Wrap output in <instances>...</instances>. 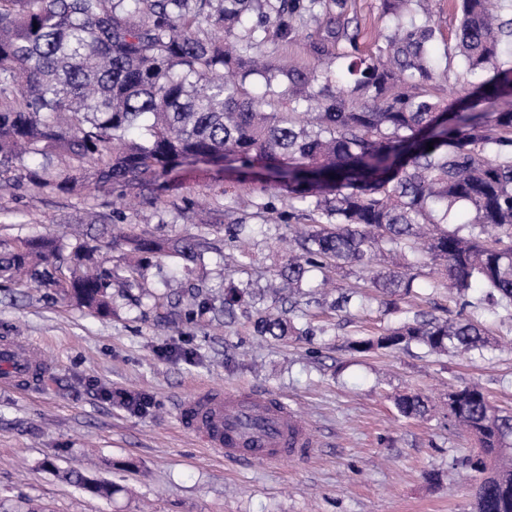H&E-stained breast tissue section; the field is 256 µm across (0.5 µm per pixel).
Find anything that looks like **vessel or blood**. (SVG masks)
I'll list each match as a JSON object with an SVG mask.
<instances>
[{"mask_svg": "<svg viewBox=\"0 0 512 512\" xmlns=\"http://www.w3.org/2000/svg\"><path fill=\"white\" fill-rule=\"evenodd\" d=\"M42 364L36 352H18L14 342L0 343V384L37 381ZM183 428L215 455L248 464L285 456L307 459L315 443L309 426L287 403L249 390L202 391L179 404Z\"/></svg>", "mask_w": 512, "mask_h": 512, "instance_id": "b4317fda", "label": "vessel or blood"}]
</instances>
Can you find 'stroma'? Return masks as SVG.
Wrapping results in <instances>:
<instances>
[{"label": "stroma", "mask_w": 512, "mask_h": 512, "mask_svg": "<svg viewBox=\"0 0 512 512\" xmlns=\"http://www.w3.org/2000/svg\"><path fill=\"white\" fill-rule=\"evenodd\" d=\"M66 171L55 157L42 172L49 189L0 190V241L52 236L67 255L77 245L72 226L111 212L110 188L52 190ZM126 196L124 228L165 241L199 236L203 259H151L133 287L114 291L105 317L54 289L0 280V337L34 345L47 366L35 391L0 387V512H468L465 460L475 442L441 413L401 417L395 399L421 392L440 405L449 387L477 383L512 411V314L449 300L425 260L410 270L419 299H400L392 310L374 299L350 316L313 303L294 315L304 336L265 340L245 314L225 321L224 290L247 280L265 287L295 248L301 220L257 209L273 191L234 168L184 166L167 189L130 188ZM232 220L263 231L230 240ZM195 292L209 308L184 319ZM410 310L479 319L491 345L476 360L416 348L349 350V341L399 326ZM115 388L146 399V410L107 400L104 390ZM200 388L287 401L311 427L313 457L245 466L210 454L177 416L179 402ZM72 467L113 483L115 493L105 498L63 481L61 471Z\"/></svg>", "instance_id": "35a3bbf8"}]
</instances>
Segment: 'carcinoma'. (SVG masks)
Listing matches in <instances>:
<instances>
[{"mask_svg":"<svg viewBox=\"0 0 512 512\" xmlns=\"http://www.w3.org/2000/svg\"><path fill=\"white\" fill-rule=\"evenodd\" d=\"M451 36L431 0H381L386 25L376 51L361 46L348 0H0V187L20 162L35 189L49 186L25 160L54 155L68 173L54 184L96 186L156 181L189 163L226 155L273 174L289 216L311 224L277 271L279 288L251 283L224 297V318L252 309L253 332L296 334L287 314L302 289L329 268H356L387 296L413 295L414 277L391 255H422L440 266L450 298L512 312V110L492 122L453 111L439 82L492 76L472 95L512 91V0H455ZM312 21L308 68L272 60L268 45L293 42ZM433 148H427V143ZM133 251L164 250L188 263L201 255L194 236L170 244L129 235ZM0 278L55 288L92 314L106 313L112 271H64L56 240L37 236L0 247ZM289 305L259 306L265 295ZM483 353L481 321L412 312L396 328L356 339V353L405 350ZM408 419L426 417V396L396 402ZM443 417L475 438L470 512H512V465L485 460L512 449V412L496 408L477 384L452 386ZM67 482L103 496L112 485L71 469Z\"/></svg>","mask_w":512,"mask_h":512,"instance_id":"carcinoma-1","label":"carcinoma"}]
</instances>
